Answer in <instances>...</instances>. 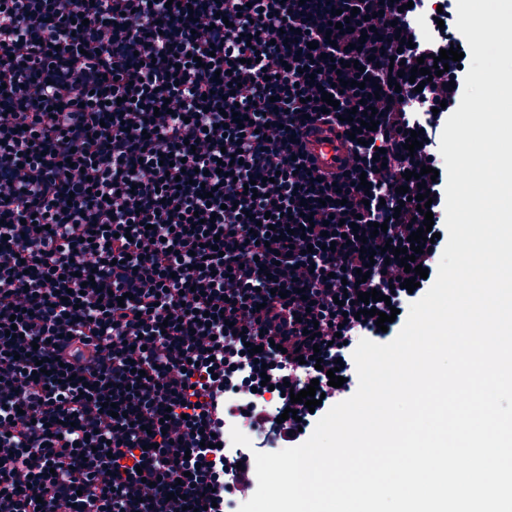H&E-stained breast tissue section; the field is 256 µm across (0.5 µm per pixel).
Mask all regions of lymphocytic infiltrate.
Instances as JSON below:
<instances>
[{
  "label": "lymphocytic infiltrate",
  "mask_w": 512,
  "mask_h": 512,
  "mask_svg": "<svg viewBox=\"0 0 512 512\" xmlns=\"http://www.w3.org/2000/svg\"><path fill=\"white\" fill-rule=\"evenodd\" d=\"M455 26L452 0H0V512H224L257 482L225 422L306 440L359 341L393 340L432 284L407 291L383 248L421 226L405 171L443 167L432 109L470 60L420 91L407 73ZM371 290L386 328L358 315ZM314 379L315 410L284 392ZM314 150L320 162L332 170H336V167L345 158V149L341 141L330 133L317 135Z\"/></svg>",
  "instance_id": "obj_1"
}]
</instances>
